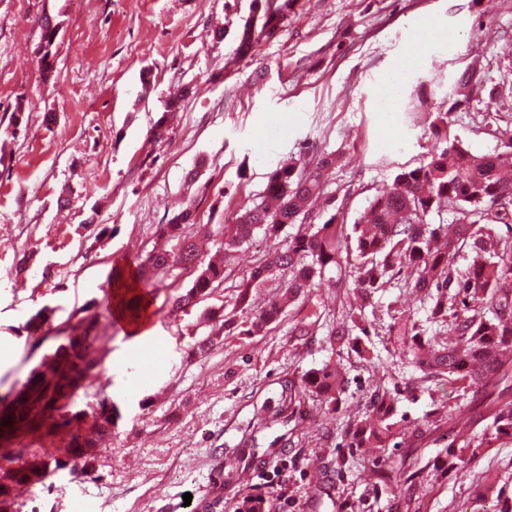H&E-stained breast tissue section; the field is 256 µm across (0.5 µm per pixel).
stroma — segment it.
Masks as SVG:
<instances>
[{
    "label": "stroma",
    "instance_id": "35a3bbf8",
    "mask_svg": "<svg viewBox=\"0 0 512 512\" xmlns=\"http://www.w3.org/2000/svg\"><path fill=\"white\" fill-rule=\"evenodd\" d=\"M251 0H0V396L21 388L56 344L25 325L43 306L60 324L100 310L117 269L137 267L157 225L187 200L206 249L222 250V225L255 202L287 159L341 154L328 190L354 221L398 168L426 162L428 114L450 110L454 134L476 154L512 137V0H296L281 32L255 56L238 57ZM61 23L53 77L38 67L40 20ZM434 17L428 29L420 17ZM223 28V41L212 37ZM418 65L408 66L411 53ZM483 85L458 97L462 72ZM193 87L166 112L178 86ZM23 106V121L11 114ZM52 122H45V113ZM163 121L161 135L152 127ZM199 168L200 189L185 185ZM71 201L58 206L59 198ZM286 242L255 232L231 257L224 280L187 311L169 297L183 271L148 286L153 317L140 338L107 318L96 380L75 410L106 399L120 413L89 473L61 471L18 487L9 512H234L243 493L270 512H495L512 496V440L494 439L459 471L444 461L449 428L471 430L466 398L441 378H423L400 343L372 337L368 355L329 343L348 312L346 290L315 280L309 305L286 308L260 332L213 335L211 311L249 323L281 281L235 297L262 258ZM30 269L17 276L16 263ZM313 335L292 329L308 310ZM158 341L162 364L138 372L141 344ZM340 362L345 390L335 413L285 409L284 378ZM399 388L402 444L348 448L347 423L368 409L375 387ZM288 466V499L269 483ZM192 505H185L184 494Z\"/></svg>",
    "mask_w": 512,
    "mask_h": 512
}]
</instances>
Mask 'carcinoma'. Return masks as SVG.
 Returning <instances> with one entry per match:
<instances>
[{"mask_svg": "<svg viewBox=\"0 0 512 512\" xmlns=\"http://www.w3.org/2000/svg\"><path fill=\"white\" fill-rule=\"evenodd\" d=\"M294 0H278L266 23L280 31L293 10ZM60 23L41 19L39 67L43 77L53 71ZM265 27L254 31L242 27L236 54L254 56L265 40ZM449 111L439 110L428 125L433 141L427 162L397 169L389 187L375 196L368 208L346 227L345 217L332 208L328 194L330 171L341 161L338 153L317 161L284 162L268 177L261 201L224 225V252L250 242L255 229L278 237L286 225L297 227L285 247L269 253L242 283L236 305L248 302L249 289L262 284L277 270L291 277L282 285V299L272 300L252 320L246 332L254 333L276 320L282 301L310 300L311 283L326 273L336 274V285L348 288L359 300L357 310L336 322L330 335L347 341L358 354L367 352L362 337L371 335L376 323L365 309L377 308L390 288L422 295L425 323L395 311L387 335L410 343L411 364L422 372L448 378V383L472 392L478 409L476 421L495 439L512 437V241L502 237L499 225L512 222V166L499 154L477 155L450 134ZM452 214L450 223L433 224L434 213ZM195 213L187 206L158 226L159 239L177 241V248L161 245L138 264L139 282L148 284L159 274L190 269L194 278L173 304L184 311L205 297L214 283L224 281L225 264L203 259L200 248L188 235ZM55 309L42 307L26 323L28 335L37 343L57 341L49 362L33 370L12 398L0 397V426L10 420L9 431L0 438L17 440L21 433L44 430L43 440H54L56 429L80 420L82 412L69 415L68 406L80 389L92 385L101 347V315L81 317L68 328L48 325ZM305 397L336 410L344 386L336 368L329 365L307 372L301 380ZM388 389L374 392L370 409L346 428L350 448L398 447L399 421ZM114 403L103 399L92 410V420L81 433H71L68 459L55 460V467L31 447L3 448L1 457L11 466L0 473V507L6 508L18 485L45 483L60 470L83 473L94 459V449L114 425ZM484 439L473 434L448 443V471L458 469L468 454L475 455Z\"/></svg>", "mask_w": 512, "mask_h": 512, "instance_id": "cac0c4a2", "label": "carcinoma"}]
</instances>
